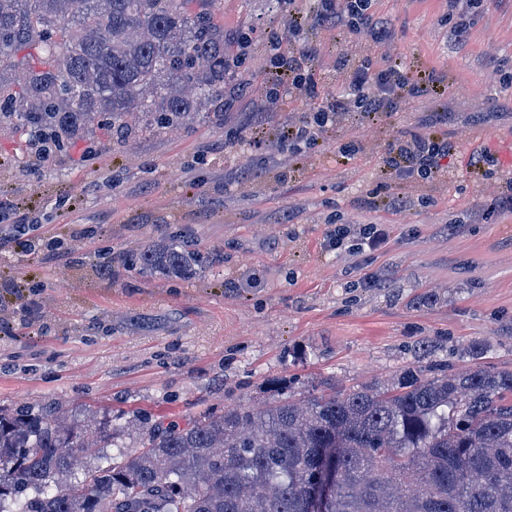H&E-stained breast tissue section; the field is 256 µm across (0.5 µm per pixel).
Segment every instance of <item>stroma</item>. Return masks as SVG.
Wrapping results in <instances>:
<instances>
[{
	"label": "stroma",
	"instance_id": "obj_1",
	"mask_svg": "<svg viewBox=\"0 0 512 512\" xmlns=\"http://www.w3.org/2000/svg\"><path fill=\"white\" fill-rule=\"evenodd\" d=\"M217 18L254 86L223 121L99 133L49 156L0 132L13 204L0 218V409L183 424L409 366L512 369V0H376L360 33L308 15L283 47L317 53L318 95L284 107L259 93L278 0H221ZM367 59L440 89L389 116L343 115L300 156L278 139ZM426 133L452 147L432 179L383 173L389 143ZM347 141L362 150L346 163ZM366 224L387 233L372 249L357 245ZM174 236L206 258L192 276L137 265Z\"/></svg>",
	"mask_w": 512,
	"mask_h": 512
}]
</instances>
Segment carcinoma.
Listing matches in <instances>:
<instances>
[{
  "label": "carcinoma",
  "instance_id": "obj_1",
  "mask_svg": "<svg viewBox=\"0 0 512 512\" xmlns=\"http://www.w3.org/2000/svg\"><path fill=\"white\" fill-rule=\"evenodd\" d=\"M219 2L0 0V128L50 154L134 118L145 130L218 118L247 85ZM139 261L183 278L198 254L171 238ZM131 428L0 412V512H311L327 465L322 512H512V370L408 367L387 386L156 423L127 453ZM93 448L118 453L89 465Z\"/></svg>",
  "mask_w": 512,
  "mask_h": 512
}]
</instances>
